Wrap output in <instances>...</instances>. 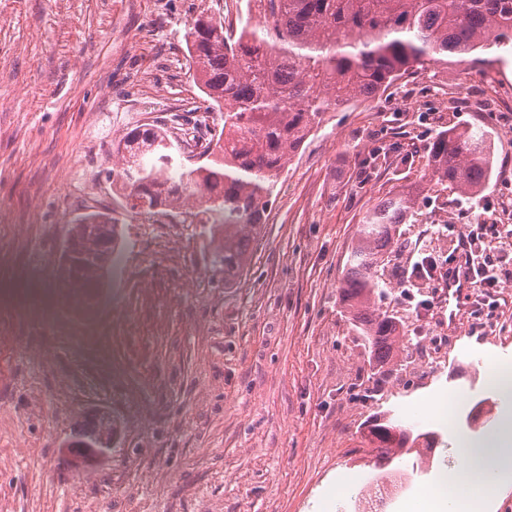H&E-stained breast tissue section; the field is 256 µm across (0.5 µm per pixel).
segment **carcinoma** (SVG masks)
<instances>
[{
  "mask_svg": "<svg viewBox=\"0 0 512 512\" xmlns=\"http://www.w3.org/2000/svg\"><path fill=\"white\" fill-rule=\"evenodd\" d=\"M262 24L236 30L222 17L200 12L187 26L189 70L210 107L224 112V126L208 129L209 160L185 168L162 158L174 145L154 124L131 130L118 144L123 165L112 171L124 212L177 216L178 206L199 203L195 217L222 231L212 264L224 280L236 278L249 259L251 233L265 223L280 175L331 110L370 101L398 82L448 59L469 68L490 60L476 56L512 40V0H255ZM429 182L474 198L489 183L491 143L486 131L450 126L429 142ZM427 190L420 180L379 202L364 216L351 247L340 290L349 320L364 337L369 364H394L402 324L382 311L379 271L385 267L399 225L409 221ZM77 263L60 267L59 279L88 301L117 263L118 219L100 211L70 225ZM114 429L105 413L86 417L71 443H85ZM363 436L383 469L403 454L430 450L434 431H417L389 411L370 416Z\"/></svg>",
  "mask_w": 512,
  "mask_h": 512,
  "instance_id": "carcinoma-1",
  "label": "carcinoma"
}]
</instances>
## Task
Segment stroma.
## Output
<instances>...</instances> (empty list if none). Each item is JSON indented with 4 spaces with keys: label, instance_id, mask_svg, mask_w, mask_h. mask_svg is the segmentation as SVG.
I'll return each mask as SVG.
<instances>
[{
    "label": "stroma",
    "instance_id": "stroma-1",
    "mask_svg": "<svg viewBox=\"0 0 512 512\" xmlns=\"http://www.w3.org/2000/svg\"><path fill=\"white\" fill-rule=\"evenodd\" d=\"M239 27L255 9L228 0H0V512H351L375 476L361 427L392 409L442 442L397 466L421 482L386 512H424L445 487L467 512H512V476L480 453L512 450V280L448 331L429 358L435 313L407 276L419 250L447 267L455 236L512 200V42L479 72L449 64L382 97L328 113L283 172L235 280L211 264L221 242L191 221L147 224L119 212L118 261L94 307L55 282L68 227L116 205L115 145L133 128L207 112L189 75L187 23L200 12ZM469 124L494 144L487 188L441 187L401 225L380 306L416 345L373 382L339 283L366 213L424 173L442 127ZM488 399L494 412L463 420ZM450 406L442 421L433 407ZM105 412L115 441L81 467L67 445Z\"/></svg>",
    "mask_w": 512,
    "mask_h": 512
}]
</instances>
